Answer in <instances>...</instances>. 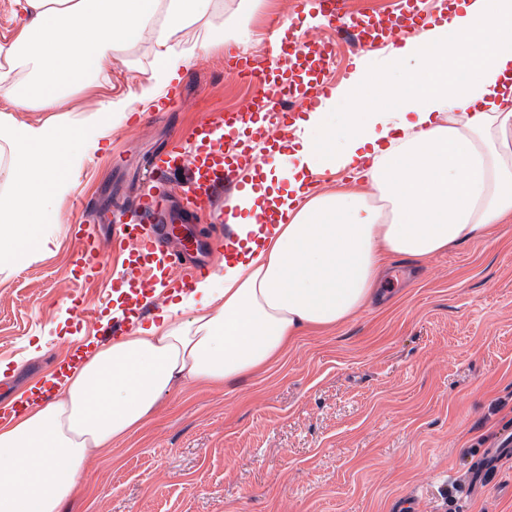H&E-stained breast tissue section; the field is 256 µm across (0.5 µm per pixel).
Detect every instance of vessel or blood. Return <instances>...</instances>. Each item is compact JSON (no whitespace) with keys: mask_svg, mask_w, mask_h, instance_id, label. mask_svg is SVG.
Wrapping results in <instances>:
<instances>
[{"mask_svg":"<svg viewBox=\"0 0 512 512\" xmlns=\"http://www.w3.org/2000/svg\"><path fill=\"white\" fill-rule=\"evenodd\" d=\"M298 4L319 6L337 37L355 41L360 52L397 41L430 22L414 0H402L393 13L360 19L350 16L346 0H298ZM333 52L329 42L308 37L297 23H276L264 64H255L248 55L235 62V73L253 85L238 110L204 115L152 156L147 163L148 184L133 211L84 209L74 230L73 265L88 279L102 271L108 252L126 253V274L119 284L121 324L143 316L157 289L185 287L204 270L202 243L172 249L169 240L180 233L193 235L203 211L209 212L211 223H226V210L214 205L223 191L241 194L258 189V156L269 147L259 118L283 123L294 119L297 110L314 108L330 96L334 88L325 72Z\"/></svg>","mask_w":512,"mask_h":512,"instance_id":"b4317fda","label":"vessel or blood"}]
</instances>
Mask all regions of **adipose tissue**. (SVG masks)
Returning a JSON list of instances; mask_svg holds the SVG:
<instances>
[{"label": "adipose tissue", "mask_w": 512, "mask_h": 512, "mask_svg": "<svg viewBox=\"0 0 512 512\" xmlns=\"http://www.w3.org/2000/svg\"><path fill=\"white\" fill-rule=\"evenodd\" d=\"M222 6L24 0L17 38L0 53L25 55L35 81L21 91L1 70L0 95L20 110L56 106L70 88L108 81L113 51L148 38L156 66L139 100L153 102L189 59L223 50L221 33L173 47ZM299 126L271 178L236 199L241 244L221 270L160 320L88 351L54 400H41L39 382L18 396L0 424V512H61L89 457L142 429L164 395L269 370L303 331L367 307L386 257L421 262L512 221V0H460ZM342 169L351 184L307 189L309 177ZM271 209L283 222L259 225Z\"/></svg>", "instance_id": "obj_1"}]
</instances>
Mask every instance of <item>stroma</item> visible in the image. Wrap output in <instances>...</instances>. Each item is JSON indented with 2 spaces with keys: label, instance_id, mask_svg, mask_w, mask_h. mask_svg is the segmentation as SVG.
I'll use <instances>...</instances> for the list:
<instances>
[{
  "label": "stroma",
  "instance_id": "35a3bbf8",
  "mask_svg": "<svg viewBox=\"0 0 512 512\" xmlns=\"http://www.w3.org/2000/svg\"><path fill=\"white\" fill-rule=\"evenodd\" d=\"M205 17L196 36L224 31L226 52L181 71V100L141 104L151 40L117 50L108 82L72 90L24 121L72 122L130 100L100 148L84 147L58 207L52 252L0 271V400L52 372L86 327L77 300L111 318L104 274L76 279L68 222L75 203L131 207L145 162L206 111L246 90L226 54L258 45L271 14L296 0H261ZM382 296L348 322L305 332L267 372L163 398L154 419L92 457L61 512H512V450L479 444L512 420V223L493 242L453 246L422 263L388 257Z\"/></svg>",
  "mask_w": 512,
  "mask_h": 512
}]
</instances>
